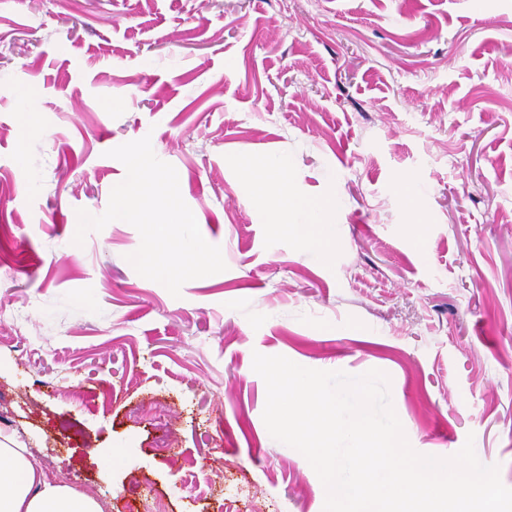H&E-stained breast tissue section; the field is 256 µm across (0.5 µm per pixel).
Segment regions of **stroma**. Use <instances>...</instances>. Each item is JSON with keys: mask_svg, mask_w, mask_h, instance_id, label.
Masks as SVG:
<instances>
[{"mask_svg": "<svg viewBox=\"0 0 512 512\" xmlns=\"http://www.w3.org/2000/svg\"><path fill=\"white\" fill-rule=\"evenodd\" d=\"M146 136L227 265L177 298L129 223L73 243ZM257 352L512 488V0H0V427L104 512H323ZM288 221L290 224H325V207L315 201L297 204L288 212Z\"/></svg>", "mask_w": 512, "mask_h": 512, "instance_id": "obj_1", "label": "stroma"}]
</instances>
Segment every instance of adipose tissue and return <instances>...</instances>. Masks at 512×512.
<instances>
[{
  "mask_svg": "<svg viewBox=\"0 0 512 512\" xmlns=\"http://www.w3.org/2000/svg\"><path fill=\"white\" fill-rule=\"evenodd\" d=\"M0 512H103V507L60 482L15 432L0 428Z\"/></svg>",
  "mask_w": 512,
  "mask_h": 512,
  "instance_id": "obj_1",
  "label": "adipose tissue"
}]
</instances>
